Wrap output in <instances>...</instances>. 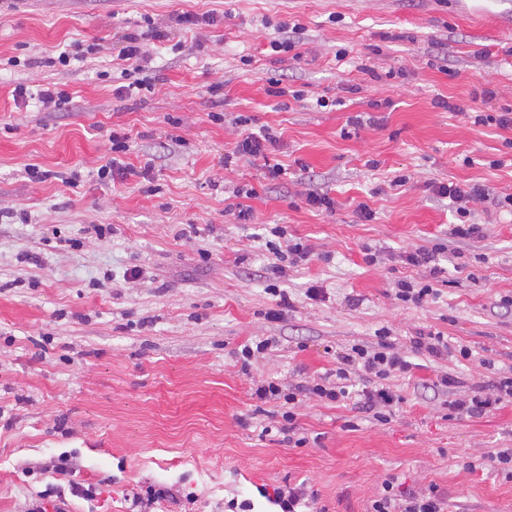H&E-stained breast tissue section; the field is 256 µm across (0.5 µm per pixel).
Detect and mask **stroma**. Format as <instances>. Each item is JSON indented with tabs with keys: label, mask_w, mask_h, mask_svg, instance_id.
I'll use <instances>...</instances> for the list:
<instances>
[{
	"label": "stroma",
	"mask_w": 512,
	"mask_h": 512,
	"mask_svg": "<svg viewBox=\"0 0 512 512\" xmlns=\"http://www.w3.org/2000/svg\"><path fill=\"white\" fill-rule=\"evenodd\" d=\"M462 3L0 0V512L50 500L68 512H276L262 491L288 483L326 512H368L391 475L437 485L449 512H512V479L468 468L512 448V403L468 419L447 408L512 372V210L495 203L512 194V128L474 122L512 109V35ZM183 13L215 21L186 29ZM288 16L305 28L298 60L270 47ZM148 17L168 41L151 38ZM127 33L149 49L153 81L132 97L118 91ZM67 49L78 58L64 66ZM276 82L288 95L272 94ZM48 83L73 110L13 96ZM484 88L492 98L475 99ZM362 112L377 125L352 127ZM263 128L277 138L267 159L288 170L277 183L262 160L224 162ZM114 131L131 137L123 160L149 169L153 192L98 178ZM32 165L49 178H30ZM73 167L76 188L63 180ZM438 182L486 185L468 204L482 238L451 236L456 205ZM246 184L258 194L241 224L225 207ZM310 190L335 211L306 205ZM297 241L310 261L288 254ZM421 248L438 249L434 268L406 263ZM420 278L437 296L399 304L396 282ZM383 327L401 351L438 332L476 358L412 354V377L389 379L401 401L385 425L304 398L307 443H289L280 401L254 389L320 380ZM263 339L243 363V345ZM446 374L459 386H440Z\"/></svg>",
	"instance_id": "obj_1"
}]
</instances>
